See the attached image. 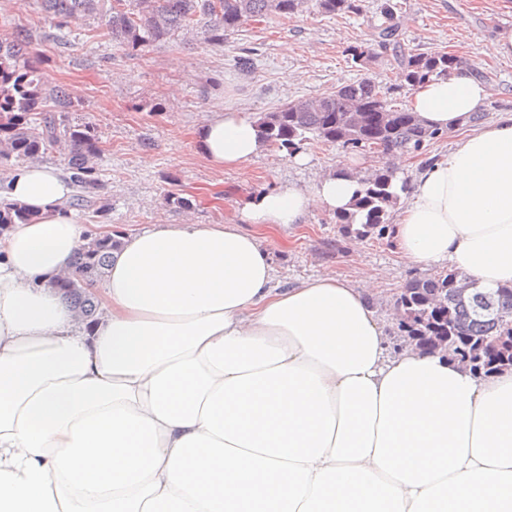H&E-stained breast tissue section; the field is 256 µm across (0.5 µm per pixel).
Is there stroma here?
<instances>
[{
  "instance_id": "stroma-1",
  "label": "stroma",
  "mask_w": 512,
  "mask_h": 512,
  "mask_svg": "<svg viewBox=\"0 0 512 512\" xmlns=\"http://www.w3.org/2000/svg\"><path fill=\"white\" fill-rule=\"evenodd\" d=\"M382 2L359 0V12L327 16L309 0L294 16L244 23L220 47L211 46L199 29L131 53L88 24L41 23L33 0H14L0 10V38L27 28L47 81L69 87L76 117L96 124L101 198L110 208L105 227L121 237L188 219L221 224L235 219L244 199L277 184L310 189L344 166L360 179L379 169L377 154L316 139L301 146L302 165L296 156L269 149L240 168L221 169L200 152L196 134L214 111L228 107L261 116L360 77L395 86V106L408 107L412 88L395 85L397 63L377 45ZM396 2L405 52L445 51L482 74L489 92L485 121L512 110V58L496 56L492 44L496 31L512 27V0ZM363 44L376 53L367 67L350 55ZM244 58L250 66H241ZM171 192L187 199V207L167 205L164 197ZM266 246L284 287L333 275L361 288L364 274L376 275L372 302L383 318L406 284L426 275L402 256L393 232H345L335 212L325 209L269 233Z\"/></svg>"
}]
</instances>
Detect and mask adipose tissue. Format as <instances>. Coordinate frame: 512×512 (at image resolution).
Segmentation results:
<instances>
[{"instance_id": "obj_1", "label": "adipose tissue", "mask_w": 512, "mask_h": 512, "mask_svg": "<svg viewBox=\"0 0 512 512\" xmlns=\"http://www.w3.org/2000/svg\"><path fill=\"white\" fill-rule=\"evenodd\" d=\"M461 70L414 91L458 132L422 168L394 226L402 254L512 287V111ZM201 152L240 167L266 147L232 109ZM345 172L280 184L238 221L127 235L80 323L54 287L85 227L67 171L13 172L35 218L0 234V512H512V369L480 376L392 348L365 291L334 276L279 287L264 232L348 212Z\"/></svg>"}]
</instances>
